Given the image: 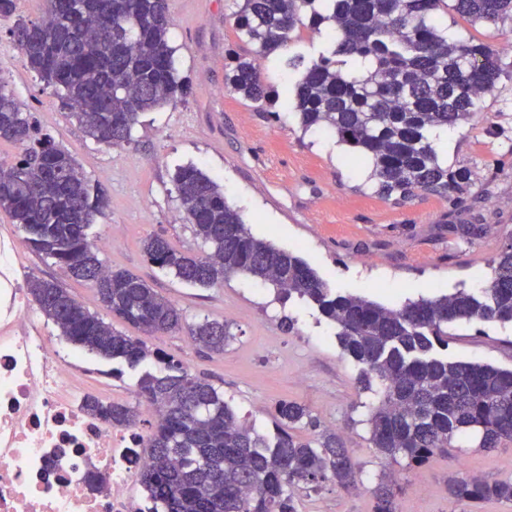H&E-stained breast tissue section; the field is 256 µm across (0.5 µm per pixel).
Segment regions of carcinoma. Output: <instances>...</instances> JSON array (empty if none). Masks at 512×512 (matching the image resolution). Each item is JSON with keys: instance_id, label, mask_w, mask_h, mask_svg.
Returning <instances> with one entry per match:
<instances>
[{"instance_id": "cac0c4a2", "label": "carcinoma", "mask_w": 512, "mask_h": 512, "mask_svg": "<svg viewBox=\"0 0 512 512\" xmlns=\"http://www.w3.org/2000/svg\"><path fill=\"white\" fill-rule=\"evenodd\" d=\"M48 2L41 22H16L13 45L87 136L108 147L128 144L140 113L183 94L168 42L167 0H76L74 9ZM440 9L472 25L512 28V0H242L238 29L254 45L253 56L235 58L225 85L263 110L274 98L261 61L288 50L302 13L318 33L331 22V51L307 66L300 56L288 60L293 68L305 66L293 97L303 130L325 127L370 159L385 200L460 198L472 186V170L441 162L432 132L481 118L483 95L512 75V57L479 39L448 38L437 23ZM354 57L368 60L372 70L345 75L342 65ZM0 140L20 148L17 161L0 162V211L32 250L96 288L112 316L151 334L179 328L174 302L140 276L109 268L88 242L86 230L103 198L91 197L71 154L1 86ZM172 181L186 222L209 252L188 255L151 235L142 241L146 257L202 288L246 275L271 285L281 304L302 301L334 324L343 353L360 367L363 388L381 382V399L368 419L370 441L381 454L421 467L457 434L474 432L487 449L512 441V369L444 354L450 329L460 323H512V244L479 290L387 307L328 287L300 256L252 236L240 210L201 168L182 166ZM464 212V234H480L482 213L472 206ZM28 292L68 341L130 367L155 357L159 373L142 376L137 389V398L158 415L146 440L148 464L138 473L147 512H299L298 488L315 490L325 481L358 486L340 434L320 428L306 405L280 401L276 432L260 433L238 418L210 380L153 354L84 309L57 281L33 277ZM191 337L207 353L222 354L231 333L226 322L206 319ZM83 405L114 427L136 425L137 411L128 404L87 396ZM397 494L396 480L386 476L372 490V512H397ZM448 495L511 502L512 481L452 478Z\"/></svg>"}]
</instances>
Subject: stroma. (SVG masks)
<instances>
[{"label": "stroma", "mask_w": 512, "mask_h": 512, "mask_svg": "<svg viewBox=\"0 0 512 512\" xmlns=\"http://www.w3.org/2000/svg\"><path fill=\"white\" fill-rule=\"evenodd\" d=\"M241 4L168 0L169 42L184 93L140 114L132 142L119 148L86 136L12 43L16 19L40 21L46 0H16L14 15L0 17V83L70 151L104 196L87 235L106 265L138 274L183 312L186 329L146 337L149 349L208 378L259 432L273 434L276 404L296 400L342 435L361 468L358 489L323 483L301 493L300 512H372L371 491L388 474L401 488L400 512H512V502H453L445 490L449 478L467 474L512 480V442L488 451L473 436L461 435L420 468L404 458L385 459L373 447L367 424L377 397L362 388L359 368L342 354L329 322L303 303L280 304L271 286L250 278L234 275L223 285L198 288L145 257L141 242L150 235L185 252L206 250L184 221L172 182L174 171L189 164L223 188L253 236L297 253L329 287L364 292L391 307L438 291L477 290L492 260L512 242V140L504 135L512 127V110L502 109L504 99L512 98V80L501 79L484 95L482 120L449 130L447 143L437 147L450 168L472 167V190L484 195L486 228L466 238L448 230V199L420 195L402 205L383 200L371 162L354 159L332 132L303 130L294 109L284 107L300 76L288 67V57L316 58L319 39L303 37L275 61H263V78L278 98L271 111H257L226 88V64L252 49L237 29ZM1 234L17 242L11 262L22 279H62L54 261L32 251L2 212ZM207 318L229 324L232 339L223 354L201 352L188 335L189 325ZM448 357L512 369V324L492 323L480 331L456 326ZM77 359L97 373L87 395L106 402L136 404L139 378L157 370L151 362L132 368L84 349Z\"/></svg>", "instance_id": "1"}]
</instances>
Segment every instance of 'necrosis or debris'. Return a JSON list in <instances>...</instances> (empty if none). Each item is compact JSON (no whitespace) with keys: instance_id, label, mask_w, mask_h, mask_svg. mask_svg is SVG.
<instances>
[{"instance_id":"obj_1","label":"necrosis or debris","mask_w":512,"mask_h":512,"mask_svg":"<svg viewBox=\"0 0 512 512\" xmlns=\"http://www.w3.org/2000/svg\"><path fill=\"white\" fill-rule=\"evenodd\" d=\"M15 248L0 237V512H142L145 437L84 410V372L31 320Z\"/></svg>"}]
</instances>
